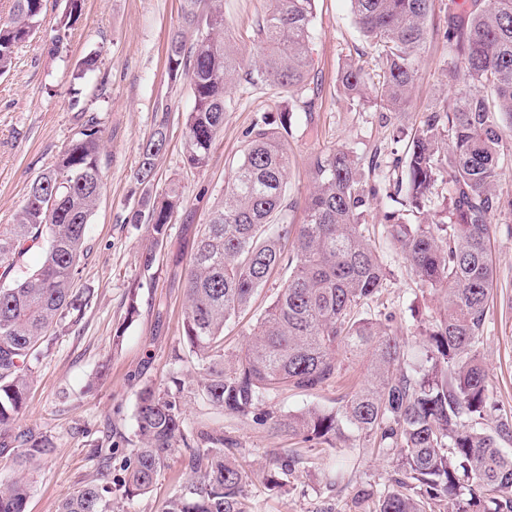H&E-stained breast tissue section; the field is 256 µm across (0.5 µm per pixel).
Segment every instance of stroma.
<instances>
[{
  "instance_id": "stroma-1",
  "label": "stroma",
  "mask_w": 512,
  "mask_h": 512,
  "mask_svg": "<svg viewBox=\"0 0 512 512\" xmlns=\"http://www.w3.org/2000/svg\"><path fill=\"white\" fill-rule=\"evenodd\" d=\"M185 0H84L83 12L58 52L51 40L66 0H46L38 31L21 43L12 68L0 75V225L14 223L27 185L52 166L78 126L95 119L105 130L101 168L104 188L88 232L90 251L80 265L77 286L89 299L79 322L63 320L47 351L29 362L28 405L18 424L51 435L55 448L27 458L25 449L0 457V479L26 472L30 494L24 512H56L59 501L97 476L92 451L112 441L124 450L138 447L134 409L144 385L180 388L188 429L223 427L236 442L235 453L251 473L245 491L258 512H370L360 489L390 490L392 463L366 440L349 438L342 451L305 442L275 430L272 419L311 407L331 409L366 380L363 358L343 359L340 375L312 390L269 393L261 409L271 421L222 413L195 391L201 378L196 359L182 342L186 315L178 279L189 259V241L209 213L224 200V188L243 156L245 133L274 114L281 99L269 88L238 81L228 91L232 105L224 114L207 166H184L183 132L192 107L189 74L170 79L166 50L181 23ZM448 0H434L426 50L406 105L399 112H378L349 101L338 90L339 70L350 60L372 66L373 51L362 39L348 0H317L313 21L314 71L320 84L313 112L292 101L288 136V221L302 223L310 194L308 163L319 152L344 146L361 166L373 157L393 162L405 148L402 136L414 133L421 116L444 101L448 89L441 69L448 47L440 30L448 22ZM265 0H224V26L241 47L244 69H251L258 47L252 28ZM97 56V69L76 80L72 72L83 58ZM168 106L167 142L147 185L134 178L143 142L153 133L156 114ZM177 181L183 205L172 216L168 239L151 268L141 261L145 227L128 221L142 197L162 193ZM377 191L366 204L365 222L392 276L366 315L393 314L398 337L420 350L422 332L437 315L442 299L419 287L409 266L393 253L382 234L381 219L393 202L392 181L376 178ZM493 297L481 346L489 386L501 413L512 416V217L491 219ZM283 273H274L250 309L224 328V357L241 353L258 315L278 293ZM137 314H129V301ZM106 377H99L101 364ZM293 449L301 464L283 488L269 489L264 472L275 455ZM187 478L181 452L171 455L153 490L125 500L114 497L115 512H163L167 499Z\"/></svg>"
}]
</instances>
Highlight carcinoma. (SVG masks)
Listing matches in <instances>:
<instances>
[{"instance_id": "cac0c4a2", "label": "carcinoma", "mask_w": 512, "mask_h": 512, "mask_svg": "<svg viewBox=\"0 0 512 512\" xmlns=\"http://www.w3.org/2000/svg\"><path fill=\"white\" fill-rule=\"evenodd\" d=\"M84 0H67L59 30L71 28ZM316 0H268L255 24L260 56L249 80L271 85L303 109L314 108L312 76ZM361 35L374 51L373 75L353 63L338 75L339 90L377 112L405 105L429 37L433 0H349ZM186 12L184 31L167 48L175 80L191 72L193 105L185 118L184 165L207 166L214 138L231 100L226 93L243 68L237 48L224 38L222 0ZM44 0H13L0 23V74L15 48L34 35ZM448 97L430 108L405 147L402 208L382 215L383 233L423 288L441 295L438 316L425 327V358L410 361L407 345L384 322L360 313L382 293L392 270L363 232L365 173L353 151L338 147L312 157L313 184L304 220L287 212L288 135L291 114L246 132L243 157L191 243L182 286L187 316L182 341L196 358L198 394L224 413L264 421V396L284 388L315 390L336 378L340 352L368 358L369 380L331 410L309 408L276 422L305 442L337 449L349 434L367 439L394 463V489L373 497L372 512H427L446 502L452 512H512V418L494 425L497 411L480 358L495 278L487 241L491 218L512 213V190L500 174L512 162V0H448ZM168 107L142 144L136 181L151 182L166 143ZM99 122L82 123L52 167L27 186L16 223L0 230V456L24 448L30 457L54 448L52 438L16 422L26 407L27 362L66 317L78 322L83 296L74 288L87 229L103 189ZM448 178V194L430 210L436 184ZM182 205L177 184L146 196L130 224L146 226L141 259L151 267ZM415 217L410 222L406 215ZM44 244L43 263L15 274L20 258ZM278 269L288 277L274 301L256 318L246 347L224 367V326L246 311ZM140 446L116 459L113 444L97 449L104 461L96 482L66 497L57 512H108L112 493L126 499L150 491L168 456L183 447L190 476L166 502L164 512H254L245 494L248 476L227 452L234 440L222 428L187 430L179 396L147 384L135 408ZM301 457L275 456L265 474L282 487ZM30 485L23 476L0 481V512H24Z\"/></svg>"}]
</instances>
